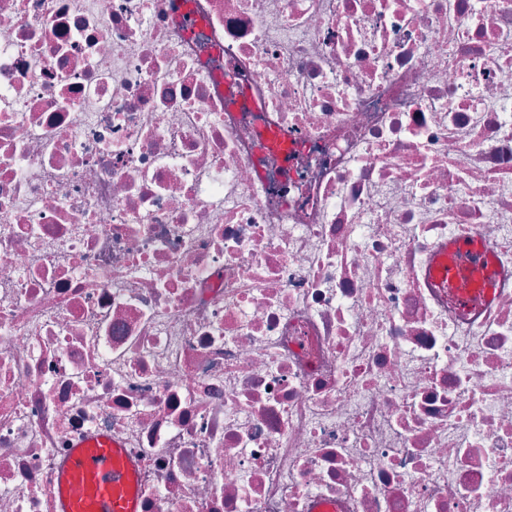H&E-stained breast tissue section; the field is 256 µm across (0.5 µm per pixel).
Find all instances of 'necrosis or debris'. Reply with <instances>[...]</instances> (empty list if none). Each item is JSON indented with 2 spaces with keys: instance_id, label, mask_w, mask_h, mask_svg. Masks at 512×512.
I'll use <instances>...</instances> for the list:
<instances>
[{
  "instance_id": "obj_1",
  "label": "necrosis or debris",
  "mask_w": 512,
  "mask_h": 512,
  "mask_svg": "<svg viewBox=\"0 0 512 512\" xmlns=\"http://www.w3.org/2000/svg\"><path fill=\"white\" fill-rule=\"evenodd\" d=\"M102 435L140 512H512V0H0V512Z\"/></svg>"
}]
</instances>
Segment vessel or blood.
<instances>
[{"mask_svg":"<svg viewBox=\"0 0 512 512\" xmlns=\"http://www.w3.org/2000/svg\"><path fill=\"white\" fill-rule=\"evenodd\" d=\"M136 460L111 438L95 446H74L56 471L53 512H139L137 497L126 486Z\"/></svg>","mask_w":512,"mask_h":512,"instance_id":"b4317fda","label":"vessel or blood"}]
</instances>
